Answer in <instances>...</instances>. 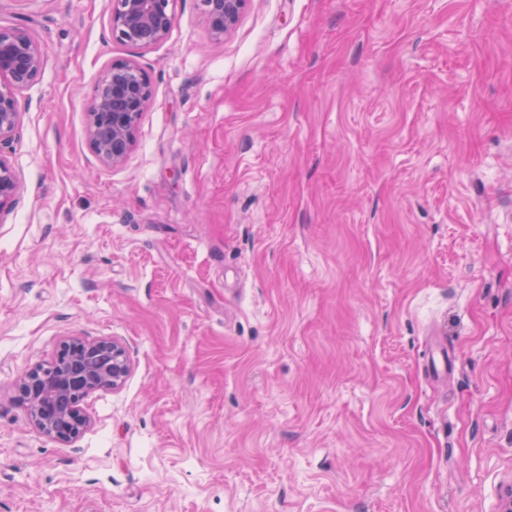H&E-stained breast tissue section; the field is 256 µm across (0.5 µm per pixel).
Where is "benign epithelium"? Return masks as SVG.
<instances>
[{
	"instance_id": "7a95c632",
	"label": "benign epithelium",
	"mask_w": 512,
	"mask_h": 512,
	"mask_svg": "<svg viewBox=\"0 0 512 512\" xmlns=\"http://www.w3.org/2000/svg\"><path fill=\"white\" fill-rule=\"evenodd\" d=\"M112 39L138 49L164 42L175 22L176 0H110ZM212 37L221 41L236 26L247 0H201ZM45 69L42 45L24 29L0 28V148L16 138L20 126L18 95L32 88ZM153 98L151 81L134 59L113 62L95 83L87 112L86 135L100 163L116 168L133 151L136 131ZM19 182L0 153V213L15 204ZM131 361L115 339H64L55 356L21 376L20 399L31 421L52 440L68 443L90 426L82 401L101 388L120 387Z\"/></svg>"
}]
</instances>
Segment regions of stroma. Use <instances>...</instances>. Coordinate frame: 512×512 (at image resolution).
<instances>
[{
  "mask_svg": "<svg viewBox=\"0 0 512 512\" xmlns=\"http://www.w3.org/2000/svg\"><path fill=\"white\" fill-rule=\"evenodd\" d=\"M0 0L45 51L5 150L0 512H502L512 485V0ZM132 58L124 165L86 136ZM77 334L132 371L70 443L16 382ZM447 349V375L428 371ZM108 31L113 40L138 49L164 42L175 22L176 0H110ZM248 0H201L212 37L221 41L236 26ZM152 98L151 81L136 60L115 61L102 72L86 124L89 145L102 165L116 168L126 162Z\"/></svg>",
  "mask_w": 512,
  "mask_h": 512,
  "instance_id": "1",
  "label": "stroma"
}]
</instances>
